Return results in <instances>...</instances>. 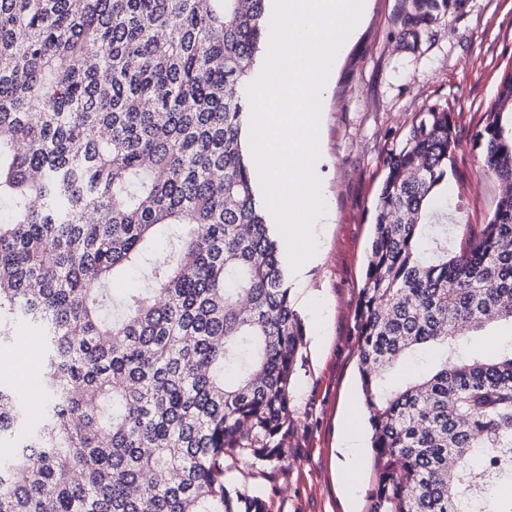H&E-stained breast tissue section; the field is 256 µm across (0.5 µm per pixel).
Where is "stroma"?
I'll list each match as a JSON object with an SVG mask.
<instances>
[{"label": "stroma", "instance_id": "obj_1", "mask_svg": "<svg viewBox=\"0 0 512 512\" xmlns=\"http://www.w3.org/2000/svg\"><path fill=\"white\" fill-rule=\"evenodd\" d=\"M511 70L512 0H437L433 7L367 0L322 104L317 173L329 216L314 227L320 259L304 282L287 280L306 328L291 393L288 461L252 481L274 493L277 512H369L371 461L351 493L337 472L336 450L361 406L354 311L386 161L416 112L451 107L461 138L448 177V202L459 208L451 231L459 241L467 225L486 223L503 185L485 172L474 140ZM40 366L39 354L21 342L0 343V384L26 391L32 410L41 406V391L25 385L24 376Z\"/></svg>", "mask_w": 512, "mask_h": 512}]
</instances>
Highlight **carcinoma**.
I'll use <instances>...</instances> for the list:
<instances>
[{"label": "carcinoma", "mask_w": 512, "mask_h": 512, "mask_svg": "<svg viewBox=\"0 0 512 512\" xmlns=\"http://www.w3.org/2000/svg\"><path fill=\"white\" fill-rule=\"evenodd\" d=\"M265 2L0 0V342L41 337L45 398L33 424L0 385V512H272L226 478L288 461L305 348L243 137ZM475 144L505 190L465 246L437 197L448 108L414 116L375 201L370 512H469L512 483V340L470 344L512 326V71ZM142 266L150 287L111 294ZM424 348L438 363L392 384Z\"/></svg>", "instance_id": "obj_1"}]
</instances>
